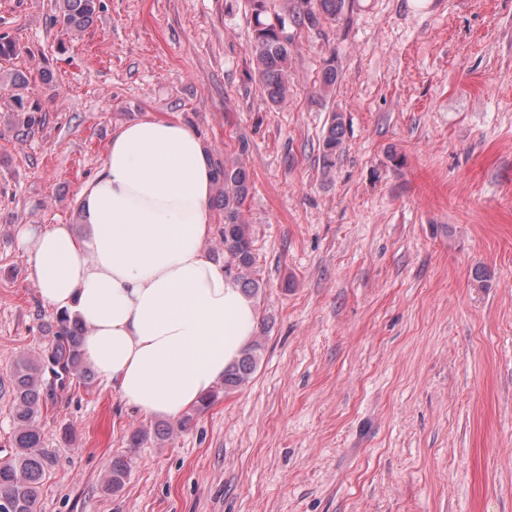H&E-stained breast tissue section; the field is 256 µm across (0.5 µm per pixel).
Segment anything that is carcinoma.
I'll return each instance as SVG.
<instances>
[{"label": "carcinoma", "mask_w": 512, "mask_h": 512, "mask_svg": "<svg viewBox=\"0 0 512 512\" xmlns=\"http://www.w3.org/2000/svg\"><path fill=\"white\" fill-rule=\"evenodd\" d=\"M253 31L248 51L255 74L269 102L280 105L288 99L291 86L289 63L294 37L288 28L318 30L333 21L345 8L346 0H294L291 10H272L273 0H248ZM55 22L68 34L77 35L93 22L98 0H55ZM28 75L20 70L0 75V90L8 91L3 111L10 113V124L23 135L39 124L41 105L29 98ZM345 135L344 117L332 113L326 133L319 143L323 166L332 167ZM248 143L241 139L222 159H211L216 195L214 200L224 211V224L218 229L224 253V271L243 291L254 298L263 293V282L253 274L255 256L249 225L243 207L252 189L250 173L244 162ZM83 329L66 317L59 318L44 358H26L16 363L12 373L13 432L10 456L0 462V499L11 503V512H36L44 482L56 462L54 451L45 446L41 427V408L54 399L56 388L73 377L88 373L81 352ZM260 341H255L243 357L224 374V395L242 390L257 369ZM218 399L214 392L205 397L192 412L177 420L185 428L194 416L207 411ZM168 424L152 432L157 437L169 434ZM143 429L132 432V445L139 446L152 434ZM130 463L115 457L107 469L106 487L117 491L127 477Z\"/></svg>", "instance_id": "obj_1"}]
</instances>
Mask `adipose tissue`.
Wrapping results in <instances>:
<instances>
[{
  "label": "adipose tissue",
  "mask_w": 512,
  "mask_h": 512,
  "mask_svg": "<svg viewBox=\"0 0 512 512\" xmlns=\"http://www.w3.org/2000/svg\"><path fill=\"white\" fill-rule=\"evenodd\" d=\"M213 187L197 133L143 117L113 132L79 193L85 238L66 224L19 231L43 304L77 317L86 361L146 416L191 409L257 330L254 301L203 247Z\"/></svg>",
  "instance_id": "adipose-tissue-1"
}]
</instances>
